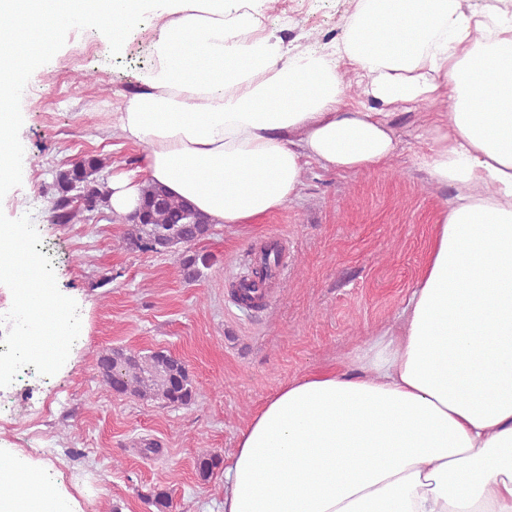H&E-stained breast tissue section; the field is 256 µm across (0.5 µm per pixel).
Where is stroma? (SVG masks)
Segmentation results:
<instances>
[{
    "mask_svg": "<svg viewBox=\"0 0 512 512\" xmlns=\"http://www.w3.org/2000/svg\"><path fill=\"white\" fill-rule=\"evenodd\" d=\"M350 13L348 0H273L264 23L289 47L313 49L339 37ZM148 65L140 34L116 52L97 29L61 27L22 74L11 134L23 145L14 159L23 175L0 182V225H23L26 250L71 299V347L65 364L0 385V446L43 464L81 512H158L147 499L156 489L169 493L172 512H223L224 473L201 479L199 458L230 460L253 412L281 385L336 368L398 330L454 194L418 163L446 106L391 113L396 148L377 169L310 163L282 208L212 228L201 247L215 262L189 282L176 252L138 248L134 224L112 222L107 209L77 224L52 221L55 177L74 158H106L105 184L139 168L142 150L113 131L112 114ZM86 71L95 80H81ZM271 237L286 242V268L263 306L240 305L231 284L254 270ZM115 347L169 350L188 366L195 404L112 392L97 363Z\"/></svg>",
    "mask_w": 512,
    "mask_h": 512,
    "instance_id": "stroma-1",
    "label": "stroma"
}]
</instances>
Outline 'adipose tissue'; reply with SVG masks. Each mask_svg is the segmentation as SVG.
Wrapping results in <instances>:
<instances>
[{
    "mask_svg": "<svg viewBox=\"0 0 512 512\" xmlns=\"http://www.w3.org/2000/svg\"><path fill=\"white\" fill-rule=\"evenodd\" d=\"M0 0V180L14 176L22 71L36 38L95 26L113 48L155 21L140 92L112 121L143 146L142 173L113 177L108 204L133 214L145 182L212 224H242L296 194L309 161L370 171L394 150L390 109L447 101L448 127L419 163L454 196L437 225L399 334L350 365L282 385L253 413L224 469V512H512V17L472 0H358L340 40L290 53L253 0ZM353 68L351 104L337 69ZM0 280L45 364L68 347V302L24 258L22 228ZM45 470L0 448V512H80Z\"/></svg>",
    "mask_w": 512,
    "mask_h": 512,
    "instance_id": "ef3b65f1",
    "label": "adipose tissue"
}]
</instances>
